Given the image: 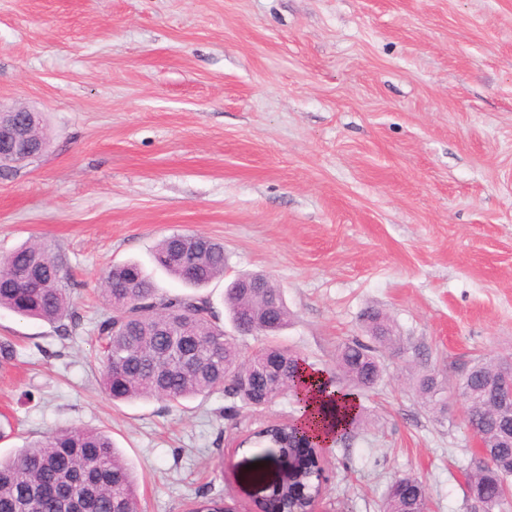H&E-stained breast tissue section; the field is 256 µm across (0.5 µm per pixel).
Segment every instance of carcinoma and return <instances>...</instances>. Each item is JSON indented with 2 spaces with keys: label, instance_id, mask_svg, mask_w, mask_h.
<instances>
[{
  "label": "carcinoma",
  "instance_id": "cac0c4a2",
  "mask_svg": "<svg viewBox=\"0 0 512 512\" xmlns=\"http://www.w3.org/2000/svg\"><path fill=\"white\" fill-rule=\"evenodd\" d=\"M204 247L193 269L175 259L185 243L184 234L173 233L157 244L155 265L183 282L190 293L170 296L159 292L153 278L137 262L108 268L103 276V294L112 314L94 329L98 359L102 365L101 386L113 400L131 401L161 397L180 408L186 400L217 391L231 401L259 408L276 396L265 377L264 367L283 366L285 386L293 397L298 417L309 423V401L299 389L301 358L278 342L288 327L290 313L280 289L265 278L256 288H241L231 282L224 293V308L232 325L256 321L259 345L246 361L240 360L238 337L224 330L208 297L198 293L224 276V245L201 236ZM75 283L64 273L63 258L45 241L26 242L0 258V308L21 317L57 325L68 336L81 325L72 307ZM367 340L353 338L339 345L336 366L348 383L370 389L380 380V352L398 346L393 322L383 313H364ZM503 368L499 361H477L460 384L467 405V419L486 444L488 459L474 457L464 471L483 512L503 506L502 480L512 475V440L503 436V426L494 403V386ZM329 398L328 404L345 408L331 396H351L335 380L316 385ZM446 390L433 374L418 379L422 402L435 413ZM363 424L359 412L344 416L336 426V442L355 437ZM301 429L292 425L263 428L252 434L257 442L290 446ZM303 477L275 490L288 507L305 508L293 496L302 485L316 493L322 468L314 456L300 467ZM427 508L424 487L413 477H404L388 488L384 512H419ZM193 512H224L220 497L194 502ZM0 512H140L136 478L128 463L105 432L84 427L56 430L14 454L0 458Z\"/></svg>",
  "mask_w": 512,
  "mask_h": 512
}]
</instances>
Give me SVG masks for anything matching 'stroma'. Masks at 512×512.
Returning <instances> with one entry per match:
<instances>
[{
	"mask_svg": "<svg viewBox=\"0 0 512 512\" xmlns=\"http://www.w3.org/2000/svg\"><path fill=\"white\" fill-rule=\"evenodd\" d=\"M43 115L50 145L0 173V256L46 239L79 283L80 328L0 309V456L60 428L109 431L138 477L142 512L198 496L261 512L249 431L295 418L290 395L225 411L223 393L178 409L112 401L100 386V278L153 262L199 232L224 245L216 312L245 273L281 289L280 341L338 378V346L389 316L401 350L360 393L364 427L323 451L318 512H381L412 476L430 512H475L463 468L476 444L415 388H455L480 359L512 356V0H0V107ZM445 390L444 383L433 374H423L418 379L419 396L434 413L443 414L447 410L438 404L439 396Z\"/></svg>",
	"mask_w": 512,
	"mask_h": 512,
	"instance_id": "35a3bbf8",
	"label": "stroma"
}]
</instances>
